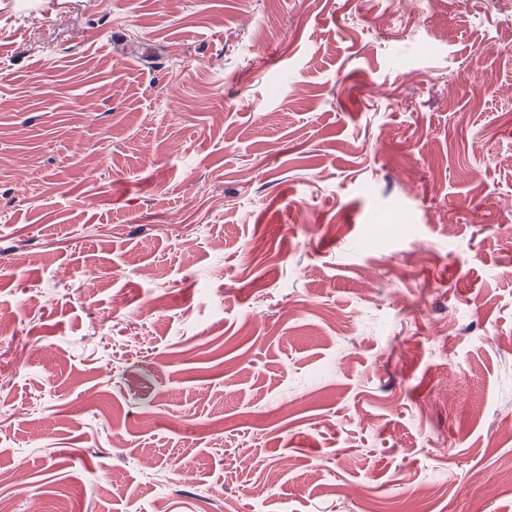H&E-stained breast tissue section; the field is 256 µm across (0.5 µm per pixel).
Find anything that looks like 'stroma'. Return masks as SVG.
<instances>
[{"mask_svg": "<svg viewBox=\"0 0 512 512\" xmlns=\"http://www.w3.org/2000/svg\"><path fill=\"white\" fill-rule=\"evenodd\" d=\"M506 466L512 0H0L13 512H512Z\"/></svg>", "mask_w": 512, "mask_h": 512, "instance_id": "stroma-1", "label": "stroma"}]
</instances>
